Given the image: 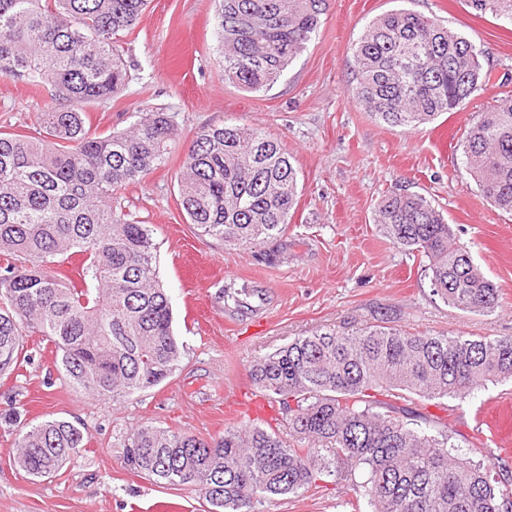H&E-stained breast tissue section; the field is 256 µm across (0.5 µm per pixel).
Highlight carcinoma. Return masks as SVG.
Segmentation results:
<instances>
[{
    "label": "carcinoma",
    "mask_w": 512,
    "mask_h": 512,
    "mask_svg": "<svg viewBox=\"0 0 512 512\" xmlns=\"http://www.w3.org/2000/svg\"><path fill=\"white\" fill-rule=\"evenodd\" d=\"M224 81L272 87L317 31L326 0H214ZM148 0H0V77L54 87L47 137L0 132V374L17 366L23 336L51 342L63 375L88 395L119 402L154 388L182 358L159 279L150 226L112 205L117 192L166 164L174 123L162 108L96 133L82 106L125 85L118 42ZM512 18V0H470ZM353 94L390 127L455 112L491 80L465 37L411 9L373 19L354 46ZM465 165L496 207L512 212V95L481 112ZM179 201L204 236L251 245L284 233L298 172L283 143L233 122L195 133L178 176ZM382 237L427 259L431 292L466 313L500 307V290L456 241L426 196L393 192L377 204ZM84 255L81 286L55 268ZM512 378V336H448L371 325L318 329L259 358L253 386L308 441L289 448L271 427L240 422L206 440L146 425L125 444L127 467L154 482L192 487L214 512H259L275 496L332 479L351 512H512L507 466L492 471L475 447L459 452L447 424L411 397H462ZM16 427L15 462L48 478L84 447L73 423Z\"/></svg>",
    "instance_id": "cac0c4a2"
}]
</instances>
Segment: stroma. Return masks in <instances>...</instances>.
<instances>
[{
  "mask_svg": "<svg viewBox=\"0 0 512 512\" xmlns=\"http://www.w3.org/2000/svg\"><path fill=\"white\" fill-rule=\"evenodd\" d=\"M409 8L467 38L493 79L458 111L417 128L390 127L352 94L353 48L377 15ZM129 78L111 98L86 104L100 133L128 127L144 108H166L176 128L168 163L120 191L118 204L149 224L160 277L182 345L178 370L121 402L72 387L53 345L26 337L23 359L0 376V413L24 422L67 420L84 446L56 475L33 479L14 457L15 430L0 423V512H212L197 491L170 488L127 469L130 434L152 424L203 438L223 435L233 398L250 386L255 360L292 338L327 326L354 331L378 322L413 333L512 336V214L496 209L468 173L463 142L479 112L512 93V21L477 14L469 0H327L307 48L270 89L224 81L213 0H150L121 41ZM58 104L51 87L0 77V131L44 135ZM232 121L281 140L298 171V204L286 233L258 245L200 236L182 211L177 174L195 132ZM404 189L443 210L456 238L501 291L489 315L459 311L433 296L425 260L383 239L374 224L381 198ZM447 421L460 449L482 443L497 467L512 444L499 419L512 414V381L471 396L426 402ZM345 490L324 483L281 496L264 512H345Z\"/></svg>",
  "mask_w": 512,
  "mask_h": 512,
  "instance_id": "1",
  "label": "stroma"
}]
</instances>
